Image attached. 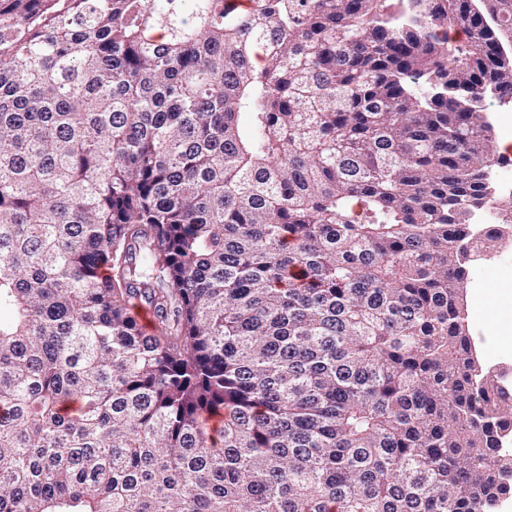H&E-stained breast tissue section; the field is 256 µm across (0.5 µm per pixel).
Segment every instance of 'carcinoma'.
I'll use <instances>...</instances> for the list:
<instances>
[{
	"label": "carcinoma",
	"instance_id": "obj_1",
	"mask_svg": "<svg viewBox=\"0 0 512 512\" xmlns=\"http://www.w3.org/2000/svg\"><path fill=\"white\" fill-rule=\"evenodd\" d=\"M484 3L0 0V512L512 496ZM488 263L492 265L489 269L485 265L473 268L465 294L470 330L478 358L485 367L495 370L511 366L506 382L512 388V353L505 352L501 345L502 341L512 340V285L510 282L511 289L493 287L495 282L512 280V252L509 250ZM494 289L510 293L498 294Z\"/></svg>",
	"mask_w": 512,
	"mask_h": 512
}]
</instances>
